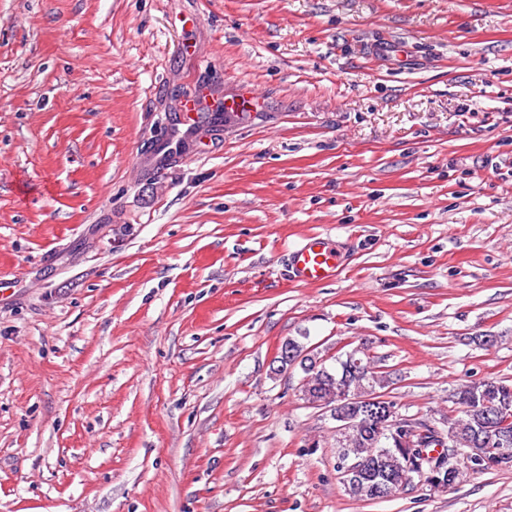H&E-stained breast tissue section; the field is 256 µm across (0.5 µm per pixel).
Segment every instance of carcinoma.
<instances>
[{"mask_svg": "<svg viewBox=\"0 0 512 512\" xmlns=\"http://www.w3.org/2000/svg\"><path fill=\"white\" fill-rule=\"evenodd\" d=\"M346 350L336 358V369L324 366L312 369L311 363L301 364L310 377L311 396L332 407L342 397H371L389 386V375L377 370L374 360L363 356L368 369L361 370L349 360ZM459 411L446 417V426L439 429L414 418H406L399 436L408 438L406 453L391 443L389 430L379 429L367 418L350 435L337 434L336 470L344 472L345 458L365 459L372 464V474L385 475L388 485L379 498L394 497L405 490L414 473L424 482L456 486L461 471L448 461L443 449L458 448L470 462L467 473L474 476L498 467L512 468V383L497 377H484L460 384L454 393Z\"/></svg>", "mask_w": 512, "mask_h": 512, "instance_id": "carcinoma-1", "label": "carcinoma"}]
</instances>
